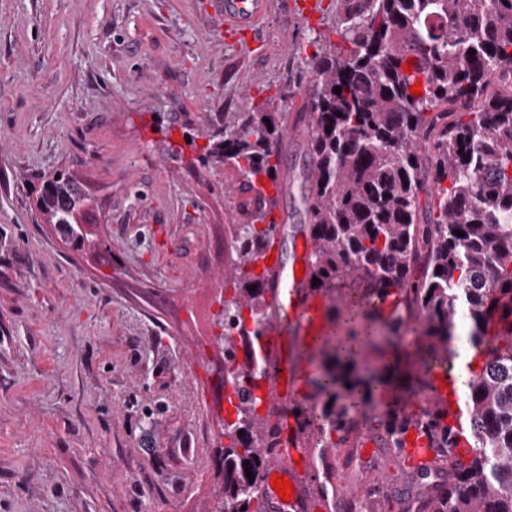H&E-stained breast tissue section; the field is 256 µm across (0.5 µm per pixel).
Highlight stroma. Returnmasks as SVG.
Masks as SVG:
<instances>
[{"label":"stroma","instance_id":"1","mask_svg":"<svg viewBox=\"0 0 512 512\" xmlns=\"http://www.w3.org/2000/svg\"><path fill=\"white\" fill-rule=\"evenodd\" d=\"M214 31L210 0H0V512H210L225 413L218 291L244 223L232 167L198 162L212 112H303L316 21ZM194 145H187V138ZM306 146L278 208L308 221ZM68 173L99 244L76 250L33 199Z\"/></svg>","mask_w":512,"mask_h":512}]
</instances>
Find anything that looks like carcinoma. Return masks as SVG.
Instances as JSON below:
<instances>
[{
  "instance_id": "carcinoma-1",
  "label": "carcinoma",
  "mask_w": 512,
  "mask_h": 512,
  "mask_svg": "<svg viewBox=\"0 0 512 512\" xmlns=\"http://www.w3.org/2000/svg\"><path fill=\"white\" fill-rule=\"evenodd\" d=\"M336 34L339 42L308 63L305 95L313 290L338 298L333 322L342 324L397 296L384 324L391 334L379 342L385 372L390 356L405 358L398 335L403 315L415 312L429 340L416 347L421 374L441 360L456 367L458 353L442 357L440 347L463 318L481 366L470 371L457 419L437 406L408 411L375 392L379 376L355 378L336 357H318L316 404L297 408V419L317 452L336 447L332 436L357 418L376 424L383 447L400 458L409 437L424 440L432 453L424 468L450 466L448 483L400 493L407 512H512V304L504 302L512 297V0H345ZM219 116L198 132L207 141L199 163H227L248 185L274 179L278 102ZM90 202L59 172L43 182L35 209L82 249L96 245L78 224ZM277 232L253 221L234 229L233 291L219 317L234 409L222 432L223 512H261V474L279 444L277 426L259 413V339L269 320L265 274L253 266Z\"/></svg>"
}]
</instances>
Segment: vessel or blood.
Listing matches in <instances>:
<instances>
[{
    "mask_svg": "<svg viewBox=\"0 0 512 512\" xmlns=\"http://www.w3.org/2000/svg\"><path fill=\"white\" fill-rule=\"evenodd\" d=\"M271 8V0H218L212 22L218 31L244 35V49L255 54L262 48L256 33ZM291 175L290 169H282L277 181L268 182L262 193L239 187L235 194L240 200L250 201L253 213H261L264 197L284 192ZM291 245L292 264H269L262 259L257 262L258 268L267 269L269 273L267 286L272 305L271 327L260 340L265 364L261 394L266 411L280 427L277 459L261 476V497L267 512H308L310 508L307 477L311 462L292 411L304 402V387L311 375L308 358L328 330L334 308L329 298L309 293L305 280L296 276L299 264L307 262L314 249L311 237L300 229L292 231ZM430 379L432 389L411 397L413 408L459 403L457 380L447 364H435L430 370ZM349 442V447L336 449L332 454L336 463V484L332 502L322 505L324 512H330L336 502L360 503L366 490L384 479L374 462L376 448L369 433L354 430ZM277 474L291 481L290 500H282L273 489L271 481Z\"/></svg>",
    "mask_w": 512,
    "mask_h": 512,
    "instance_id": "1",
    "label": "vessel or blood"
}]
</instances>
